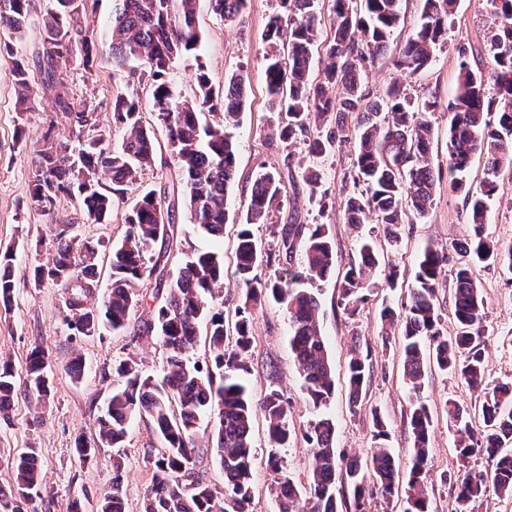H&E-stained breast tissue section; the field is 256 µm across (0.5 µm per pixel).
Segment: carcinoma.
<instances>
[{"label":"carcinoma","instance_id":"carcinoma-1","mask_svg":"<svg viewBox=\"0 0 512 512\" xmlns=\"http://www.w3.org/2000/svg\"><path fill=\"white\" fill-rule=\"evenodd\" d=\"M198 0H113L109 46L113 67L137 63V84L147 88L150 105L165 128L168 145L181 170L191 224L220 243L228 220V186L236 178V143L230 128L238 125L247 97V78L240 72L224 75V87L214 88L209 74L198 67L197 92L188 98L168 80L173 64L198 56L202 33L197 25ZM496 25L491 44V68L485 72L467 61L466 48H458L460 62L455 94L448 102V181L464 196V233L455 245L458 259L449 265L448 253L433 245L420 252L407 299L397 311L383 307L380 318L399 337L403 369L413 391L421 389L425 371L434 365L483 393L478 406L481 427L471 413L449 398L444 403L448 425L458 436L456 453L465 471L457 476L452 512H475L476 505L494 492L512 498V382L486 381L484 298L477 272L505 265L512 269V244H499L485 234L489 203L498 194L503 168H512V0H487ZM33 0H0V55L10 59L9 75L20 94L21 111L32 91L29 62L14 49V40L30 20ZM319 0H281L286 15L270 17L265 32V88L270 111L279 116V138L290 144L302 140L309 154L324 157L353 136L354 182L358 194L344 200V219L362 224L371 216L390 241H398L399 226L407 214L423 220L433 204L436 184L431 159L432 116L438 108L428 100L414 105L400 87L388 88L373 101L361 76L366 65L385 54L400 20V0H332L330 40L320 41L324 24ZM212 12L228 24L243 23L246 0H210ZM456 0H423L422 23L406 41L396 66L414 74L429 67L436 46L448 37V20ZM90 0H46L41 17V51L36 66L46 88L56 91V111L67 117L66 136L47 131L35 150L30 173V197L45 206L60 195L79 201L89 220L99 223L112 206L102 190L101 176L110 177L114 191L124 194L141 187L143 172L155 162V136L142 121V100L134 85L112 96V125L120 143L104 146L106 135L96 126L95 108L64 92L67 74L60 62L74 57L93 70L96 45L83 16ZM323 48V66L312 76L313 51ZM493 84L495 97L486 94ZM496 112L497 121L487 116ZM354 118L353 133L346 132ZM484 158V176L478 186L467 183L465 173L473 156ZM280 171L257 172L250 189L245 221L238 225L234 271L240 290L236 320L224 316V253L193 251L177 276L168 281L157 273L160 252L174 234V204L154 190L143 192L124 219L123 239L112 245V281L98 303H89L98 286V248L57 235L51 262L33 268L37 283L50 280L65 290L71 319L84 335L107 327L126 326L145 295L140 287L153 285L162 296L142 331L156 335L167 352L162 382L146 376L132 359L121 361L116 374L121 383L112 389L106 409L96 420L94 443L79 437V461L95 456V447L119 448L130 422L147 416L165 444L155 461L151 484L143 497V512H250L253 498L254 413L263 414L274 448H286L295 427L289 420L290 398L275 385V364L269 363V381L258 402L245 385L248 356L254 336L251 306L268 299L288 313L290 348L303 381L310 412L320 411L335 393V372L320 329L321 303L314 284L336 271L335 243L327 225L284 224L278 231V249L263 252L254 225L266 224L286 197ZM298 265H293L296 253ZM13 253L0 254V303L13 296L10 265ZM277 263L269 276L261 266ZM451 273L454 298V334L443 332L438 285L443 270ZM378 270L375 243L362 240L357 258L350 261L340 282L343 310L354 314L367 300ZM205 325L208 360H192L199 326ZM48 353L36 346L25 363L24 392L42 398L50 389ZM371 376L370 353L355 339L348 361L347 383L351 410L366 397ZM16 394L11 362H0V408ZM214 418L213 448L224 472V487L203 483L199 468L211 450L198 443L203 418ZM376 444L366 457L347 459L336 453L335 427L325 417L307 421L304 438L314 460L308 484L298 486L284 473L275 454L268 457L277 474L271 489L278 512H369L377 496L403 493L405 512H430L426 481L430 462L429 439L433 415L429 404L415 395L407 414L411 448L405 477L400 461L384 440L386 424L373 412ZM12 487L0 489V512H25L24 505L41 482L37 452L29 448L11 460ZM112 488L99 512H123L124 467L113 458Z\"/></svg>","mask_w":512,"mask_h":512}]
</instances>
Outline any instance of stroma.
I'll return each mask as SVG.
<instances>
[{
	"label": "stroma",
	"instance_id": "obj_1",
	"mask_svg": "<svg viewBox=\"0 0 512 512\" xmlns=\"http://www.w3.org/2000/svg\"><path fill=\"white\" fill-rule=\"evenodd\" d=\"M275 0H248L245 26L238 29L224 25L210 7L209 0H199L197 24L202 32L198 58L180 59L169 78L185 96L197 90L195 72L205 66L213 84L224 81L225 74L241 72L250 83L248 102L233 131L237 144V177L228 191L229 223L224 230V250L232 252L235 225L243 220L251 179L264 168H283L286 155L301 158L302 165L286 179L287 198L273 218L277 224H324L336 245V277L320 284L322 311L320 325L328 353L336 371V395L325 413L336 426V448L346 456H366L373 448L371 407H378L389 435L387 443L396 458L407 461L410 446L406 415L415 393L403 373L397 345L382 343L380 309L383 304L400 306L405 289L414 277L418 252L425 244L451 250L464 231L466 207L462 194L448 186V112L446 106L455 92L459 64L458 47L468 51L472 67L489 69L491 37L495 32L486 0H457L456 12L448 29V40L437 47L433 64L408 76L397 70L393 62L406 38L421 22L422 0H402L401 20L386 54L366 70L364 85L371 98L381 97L394 82L404 85L414 103L435 100L439 108L433 118V161L441 169L434 202L426 221L410 220L402 225L398 242L378 236L380 266L396 267V287H388L382 275L376 276L367 301L355 314H346L339 304L338 274L344 273L364 236L373 231V224L353 226L345 223L342 203L354 190L352 144H343L333 156L305 158L303 143L288 145L277 134V119L270 112L264 86L262 58L263 34L275 11ZM112 0H95L87 25L101 49L93 72L67 62V86L71 96L98 104L100 127L112 125V95L123 88L126 71H117L106 50L111 42L109 19ZM9 59L0 57V248L11 249L14 255L12 280L13 301L10 308L0 307V361L8 360L16 370H23L34 346H41L50 355V396L39 400L20 392L11 406L0 414V488L12 484L9 462L12 456L28 448L37 449L43 475L40 497L28 504V512H68L72 500H80L84 512H97L100 499L112 486V458L121 456L125 466L123 485L124 512H141L143 496L154 471V463L163 448L147 418L134 419L122 448L101 447L96 462L80 463L75 454L78 435L94 437L95 422L118 383L115 367L121 360L134 356L144 373L162 378L166 353L156 336L141 332L143 321L151 319V307L141 305L131 313L126 328L91 336L71 334L67 320L65 295L52 281L35 283L32 269L51 259L55 236L60 231L82 239L102 242L106 250L99 259L97 295H104L110 283L107 249L122 240L124 218L136 200L134 194L114 197L112 208L102 223L87 219L78 202L68 196L56 199L51 207L42 209L30 199L29 179L34 150L47 127L64 133L68 124L56 112L53 94L44 89L40 79H33L35 99L32 109H15V91L6 76ZM143 121L152 127L158 152L152 168L146 169L144 188L157 191L169 188L175 197V222L180 236L174 243L168 262L169 276H176L185 261L188 247L214 249L211 239L197 236L191 224L183 180L167 144L166 132L155 120L154 112L144 110ZM312 167L323 176L320 189L332 205L320 209L310 198L303 180L304 167ZM499 193L490 203L488 233L502 243H512V171L499 176ZM485 299V375L489 384L512 381V271L500 266L479 270ZM254 348L248 359L250 373L247 384L253 396H261L269 379L266 365H277V385L292 401L290 417L295 427H302L310 418L304 401L302 380L295 368L289 345L290 328L285 309L268 301L252 311ZM360 336L368 347L373 373L367 395L358 410H351L346 388V360L353 345V336ZM80 359L81 378L69 370L73 359ZM433 414L430 436L432 448L427 484L435 512H450L453 484L450 474L457 472L456 436L448 427L443 411L447 398L471 409L480 396L457 378L432 370L420 391ZM255 467L253 512H276L270 493L273 474L267 465L271 445L263 420H256L254 433Z\"/></svg>",
	"mask_w": 512,
	"mask_h": 512
}]
</instances>
